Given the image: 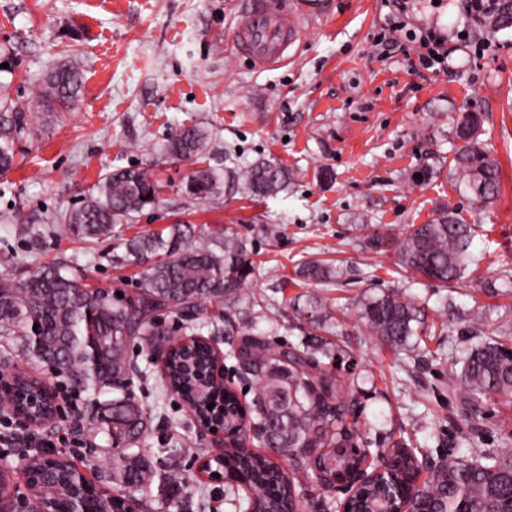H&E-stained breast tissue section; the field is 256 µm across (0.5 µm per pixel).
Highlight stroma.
<instances>
[{"mask_svg": "<svg viewBox=\"0 0 512 512\" xmlns=\"http://www.w3.org/2000/svg\"><path fill=\"white\" fill-rule=\"evenodd\" d=\"M244 0H0V80L22 101L25 133L18 165L0 176V275L23 281L39 266L66 262L91 282L134 294L144 262H132L124 241L183 221L208 232L233 227L264 276L260 292L283 312L258 318L272 347L297 344L307 325L293 311L304 288L296 270L329 260L351 272L325 295L345 354L325 369L353 384L346 420L368 468L381 450L405 441L416 456L512 450V397L483 401L470 416L444 384L457 350L493 332L512 337V28L492 31L495 51L448 43V69L412 72L401 54L382 60L390 36L385 0H292L302 31L287 64L259 71L237 55L232 37ZM413 21L462 29L463 0H418ZM73 64L83 85L73 110L48 111L43 86L59 64ZM465 112L483 116L480 139L501 169L498 197L476 199L450 167L454 127ZM211 132L207 164L225 169L222 192L205 201L181 185L195 159L166 162L162 148L183 124ZM235 151L233 164L225 148ZM273 158L294 169L288 192L266 200L240 194L238 174ZM437 177L417 181L423 164ZM137 166L161 181L157 205L137 214L122 238L96 243L67 234L55 217L80 205L106 172ZM330 169L321 182L318 169ZM442 212L476 225L475 254L463 279L441 284L401 268L394 250L369 248L359 223L390 235ZM280 228L278 236L264 232ZM390 289L409 294L435 325L412 348L372 336L357 316L367 298ZM130 387L149 419V458L158 439L176 452L167 461L186 479L190 512H238L223 482L200 478L203 449L221 442L201 433L185 404L160 388L154 350L131 343ZM66 421L29 429L0 409V464L23 484L22 457L33 442L60 450L88 477L112 483L100 457L105 437L89 442L88 396H67Z\"/></svg>", "mask_w": 512, "mask_h": 512, "instance_id": "1", "label": "stroma"}]
</instances>
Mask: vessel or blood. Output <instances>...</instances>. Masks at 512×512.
Masks as SVG:
<instances>
[{
  "instance_id": "obj_1",
  "label": "vessel or blood",
  "mask_w": 512,
  "mask_h": 512,
  "mask_svg": "<svg viewBox=\"0 0 512 512\" xmlns=\"http://www.w3.org/2000/svg\"><path fill=\"white\" fill-rule=\"evenodd\" d=\"M300 33L301 21L286 0H250L238 18L232 45L255 69L266 70L287 59Z\"/></svg>"
}]
</instances>
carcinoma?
<instances>
[{
	"mask_svg": "<svg viewBox=\"0 0 512 512\" xmlns=\"http://www.w3.org/2000/svg\"><path fill=\"white\" fill-rule=\"evenodd\" d=\"M512 25V5L500 0L491 28ZM45 96L62 109L78 99L82 76L73 65L62 64L47 76ZM23 108L9 98L8 85L0 82V175L16 161V144L25 131ZM480 117L466 112L456 125L461 142L452 161L457 182L473 196L490 203L499 193L500 170L478 140ZM210 132L198 125L177 129L163 146L168 162L197 157L202 159ZM295 172L281 162L259 158L246 166L239 180L241 193L252 198L274 197L288 191ZM222 173L209 166L193 170L184 184V193L193 199L219 194ZM162 185L137 168H119L102 176L96 192L77 208L59 214L58 221L71 234L88 242L121 236L122 225L133 215L158 201ZM368 245L382 251L392 246L401 265L430 281L446 284L464 277L476 261L472 251L475 229L452 213H442L426 224H409L403 237H392L379 224H364ZM128 253L140 261L152 257L141 288L133 297H118L110 289L94 287L75 266L51 263L22 282L0 276V338L37 363L52 368L72 391L101 395L113 389L120 395L98 406L87 430L90 442L99 435L110 440L101 449L112 462V482L125 490L148 492L156 487V500L169 510L187 512L188 500L180 497L182 478L171 469L159 470L144 453L148 429L145 412L135 394L123 387L130 372L128 347L140 339L152 345L166 333L155 323L154 313L175 311L182 320L197 318L207 303H217L226 311L259 308L258 315L276 322L279 309L265 297H255L248 287L263 276L261 265L252 258L247 242L230 227L214 234L195 237L191 224H171L160 232L126 240ZM299 276L310 283L332 285L341 278V269L309 260L298 268ZM307 323L323 331L332 313L323 300L313 297L297 309ZM359 320L369 332L394 346L406 345L411 337L427 332L421 310L400 290H387L362 303ZM339 348L313 334L299 344L274 349L265 333L246 329L238 345L224 354V360L246 362L259 369L250 377L253 407L247 411V425L260 430L267 448L291 456V472L274 459L248 448L243 431L231 434L241 424V399L236 389L208 384L210 352L199 343L174 350L161 376L164 391H182L195 400L198 414L227 432V450L212 459L224 478L248 483L244 512H292L300 494L295 478L309 472L310 453L325 450V457L338 462L337 469L353 466L349 455L355 447V430L346 422V406L353 394L336 375L319 368V358L331 359ZM461 371L448 378V391L456 382L465 388L472 406L493 396L512 397V339L489 338L460 350ZM45 383L23 373L16 389L27 394ZM213 408H208L209 404ZM59 483L37 489L35 498L42 508L53 512L64 494L63 486L74 465L64 456L55 464ZM120 494L92 493L99 512H120L111 503ZM424 498L435 512H512V454L484 452L470 460L458 456L432 471L424 487Z\"/></svg>",
	"mask_w": 512,
	"mask_h": 512,
	"instance_id": "carcinoma-1",
	"label": "carcinoma"
}]
</instances>
